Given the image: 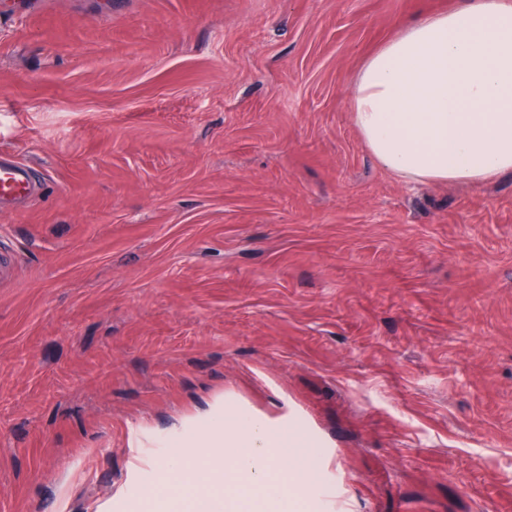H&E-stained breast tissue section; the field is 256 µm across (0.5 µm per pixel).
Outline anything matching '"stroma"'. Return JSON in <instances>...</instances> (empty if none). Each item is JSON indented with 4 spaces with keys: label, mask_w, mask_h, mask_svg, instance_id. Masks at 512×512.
<instances>
[{
    "label": "stroma",
    "mask_w": 512,
    "mask_h": 512,
    "mask_svg": "<svg viewBox=\"0 0 512 512\" xmlns=\"http://www.w3.org/2000/svg\"><path fill=\"white\" fill-rule=\"evenodd\" d=\"M462 0H52L0 24V512H131L268 418L331 512H512V173L415 185L350 111ZM36 191L30 168L7 155H0V203H22Z\"/></svg>",
    "instance_id": "stroma-1"
}]
</instances>
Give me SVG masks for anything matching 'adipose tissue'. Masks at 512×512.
I'll return each instance as SVG.
<instances>
[{"instance_id":"ef3b65f1","label":"adipose tissue","mask_w":512,"mask_h":512,"mask_svg":"<svg viewBox=\"0 0 512 512\" xmlns=\"http://www.w3.org/2000/svg\"><path fill=\"white\" fill-rule=\"evenodd\" d=\"M350 110L405 181L479 185L512 171V0L418 15L364 59Z\"/></svg>"}]
</instances>
